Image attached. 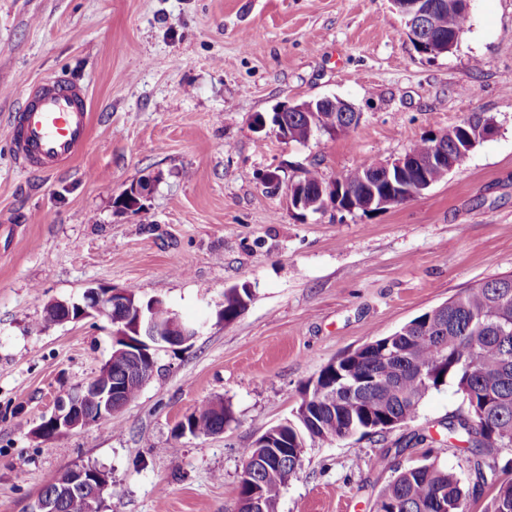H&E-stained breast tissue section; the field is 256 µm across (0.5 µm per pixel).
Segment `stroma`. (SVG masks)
<instances>
[{
	"mask_svg": "<svg viewBox=\"0 0 512 512\" xmlns=\"http://www.w3.org/2000/svg\"><path fill=\"white\" fill-rule=\"evenodd\" d=\"M404 28L390 0H0V512H29L82 466L109 476L102 512H237L241 449L290 418L328 363L512 273V0H472L458 44L432 61ZM59 75L87 91L88 141L68 166L33 172L9 116ZM323 96L349 102L358 125L258 140L256 115ZM474 112L496 134L384 211L302 216L259 181L315 168L331 182ZM147 175L143 210H116ZM99 285L162 299L200 334L160 352L118 428L35 439L56 397L112 354L106 321L49 322L46 306ZM243 285L245 310L224 321L225 290ZM208 401L233 422L179 435ZM462 406L449 385L385 436L307 442L277 512H376L394 467L426 455L470 483L440 426ZM415 433L433 449L388 455Z\"/></svg>",
	"mask_w": 512,
	"mask_h": 512,
	"instance_id": "1",
	"label": "stroma"
}]
</instances>
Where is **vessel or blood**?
<instances>
[{
    "label": "vessel or blood",
    "mask_w": 512,
    "mask_h": 512,
    "mask_svg": "<svg viewBox=\"0 0 512 512\" xmlns=\"http://www.w3.org/2000/svg\"><path fill=\"white\" fill-rule=\"evenodd\" d=\"M90 108L86 91L59 76L34 84L9 122L15 156L24 168L50 172L85 145Z\"/></svg>",
    "instance_id": "vessel-or-blood-1"
}]
</instances>
